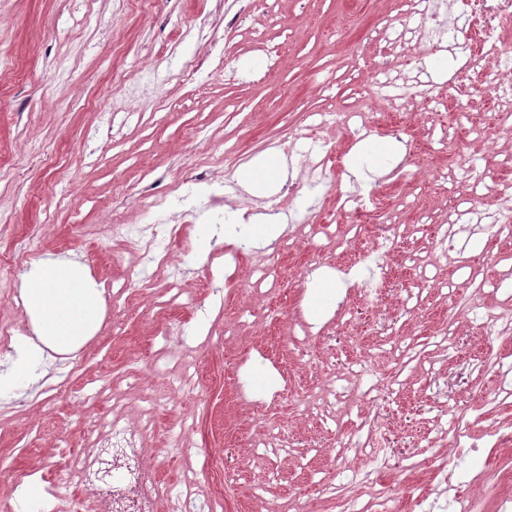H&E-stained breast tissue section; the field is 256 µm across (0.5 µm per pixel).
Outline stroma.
I'll return each instance as SVG.
<instances>
[{"mask_svg":"<svg viewBox=\"0 0 512 512\" xmlns=\"http://www.w3.org/2000/svg\"><path fill=\"white\" fill-rule=\"evenodd\" d=\"M404 0H0V322L15 336L33 326L11 293L27 274L19 241L37 237L42 257L85 264L93 282L128 288L133 303L105 306L98 331L68 355L40 360L29 381L0 396V512H22L26 482L40 485L38 512H90L111 502L98 481L66 482L87 451L111 458L102 422L149 419L138 443L161 487L190 492L216 512H413L424 497L475 499L494 512L492 481L449 489L441 468L458 429L487 456L512 465V447L491 450L490 429L512 432V398L492 403L495 371H474L490 350L512 363V339L486 336L481 318L512 295V240L472 239L426 265L430 225L459 203L495 208L512 196V97L493 98L499 75L486 61L409 45ZM231 50L229 77H188L199 46L186 27ZM276 56H269V48ZM431 79L435 100L376 97L375 84ZM321 112H362L366 122L318 126ZM324 173L304 168L322 142ZM366 143L397 144L399 159L372 183L350 172ZM273 153L297 200L282 230L291 246L280 287L255 285L266 254L251 231L228 238L197 219L169 244L164 263L113 240V214L141 223L140 197L171 201L175 215L207 209L200 172L225 151ZM374 195L399 237L409 311L388 329L357 319L361 304L335 282L353 217L348 195ZM242 249L224 263L226 244ZM194 304L167 291L171 264ZM193 390L173 378L184 346ZM64 387L45 392L47 378ZM388 417L391 446L358 448L365 412ZM373 470L372 487L356 472Z\"/></svg>","mask_w":512,"mask_h":512,"instance_id":"stroma-1","label":"stroma"}]
</instances>
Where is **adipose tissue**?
I'll return each instance as SVG.
<instances>
[{
  "mask_svg": "<svg viewBox=\"0 0 512 512\" xmlns=\"http://www.w3.org/2000/svg\"><path fill=\"white\" fill-rule=\"evenodd\" d=\"M283 174L280 158L267 153L248 162L237 177L253 193L267 195L281 182ZM23 298L35 336L20 339L12 367L0 373V395L16 390L44 350L75 352L95 334L102 320L101 294L85 266L72 259L42 261L25 280Z\"/></svg>",
  "mask_w": 512,
  "mask_h": 512,
  "instance_id": "obj_1",
  "label": "adipose tissue"
}]
</instances>
